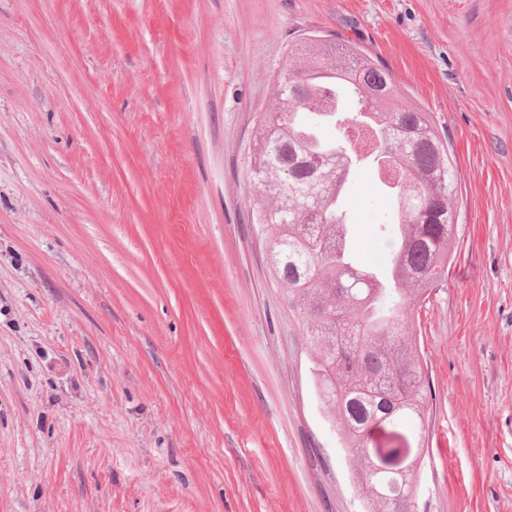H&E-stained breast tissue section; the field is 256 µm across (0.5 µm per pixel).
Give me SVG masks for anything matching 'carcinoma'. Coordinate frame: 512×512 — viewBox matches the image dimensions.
Segmentation results:
<instances>
[{
  "instance_id": "cac0c4a2",
  "label": "carcinoma",
  "mask_w": 512,
  "mask_h": 512,
  "mask_svg": "<svg viewBox=\"0 0 512 512\" xmlns=\"http://www.w3.org/2000/svg\"><path fill=\"white\" fill-rule=\"evenodd\" d=\"M289 50L270 111L259 116L249 173L253 224L269 243L275 282L302 323L325 412L338 424L367 512H405L429 417L426 378L414 338L415 310L448 278L458 224L459 177L430 113L397 96L399 83L355 46L304 38ZM333 72L376 114L377 149L362 151L350 125L360 112L334 111L336 149L320 152L302 137L301 115L321 116L317 75ZM380 159L398 174L395 204L403 235L390 265L400 287L379 294L366 266L341 257L347 246L341 191L360 163ZM387 427L411 470L371 469L375 432Z\"/></svg>"
}]
</instances>
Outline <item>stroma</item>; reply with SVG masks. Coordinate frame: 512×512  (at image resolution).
I'll list each match as a JSON object with an SVG mask.
<instances>
[{
    "label": "stroma",
    "mask_w": 512,
    "mask_h": 512,
    "mask_svg": "<svg viewBox=\"0 0 512 512\" xmlns=\"http://www.w3.org/2000/svg\"><path fill=\"white\" fill-rule=\"evenodd\" d=\"M308 35L457 159L411 512H512V0H0V512H362L249 211ZM391 206L353 174L357 260L387 268Z\"/></svg>",
    "instance_id": "1"
}]
</instances>
